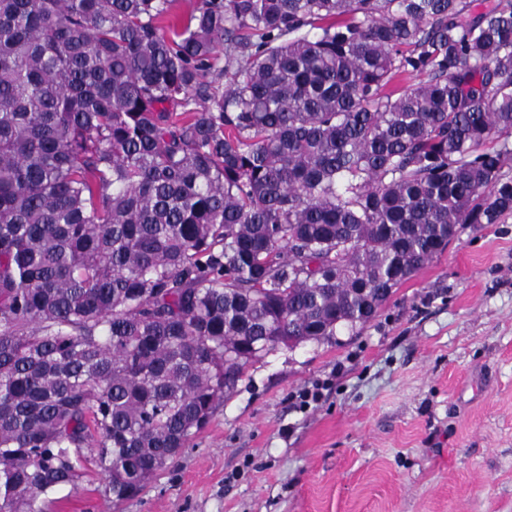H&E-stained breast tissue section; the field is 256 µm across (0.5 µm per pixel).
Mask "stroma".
I'll use <instances>...</instances> for the list:
<instances>
[{"label": "stroma", "mask_w": 512, "mask_h": 512, "mask_svg": "<svg viewBox=\"0 0 512 512\" xmlns=\"http://www.w3.org/2000/svg\"><path fill=\"white\" fill-rule=\"evenodd\" d=\"M105 486L49 512H512V216L461 229L364 328L250 364L137 497Z\"/></svg>", "instance_id": "1"}]
</instances>
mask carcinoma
Listing matches in <instances>:
<instances>
[{
    "instance_id": "cac0c4a2",
    "label": "carcinoma",
    "mask_w": 512,
    "mask_h": 512,
    "mask_svg": "<svg viewBox=\"0 0 512 512\" xmlns=\"http://www.w3.org/2000/svg\"><path fill=\"white\" fill-rule=\"evenodd\" d=\"M174 3L0 0V512L136 496L512 214V0Z\"/></svg>"
}]
</instances>
